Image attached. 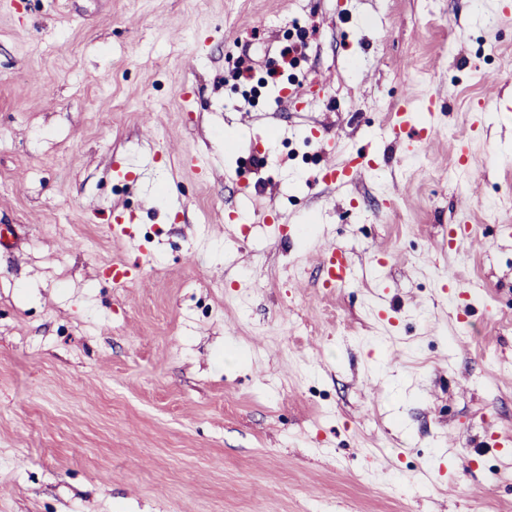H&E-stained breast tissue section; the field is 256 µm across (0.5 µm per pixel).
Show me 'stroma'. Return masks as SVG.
<instances>
[{"label":"stroma","mask_w":512,"mask_h":512,"mask_svg":"<svg viewBox=\"0 0 512 512\" xmlns=\"http://www.w3.org/2000/svg\"><path fill=\"white\" fill-rule=\"evenodd\" d=\"M506 224L500 0H0V512H512ZM423 111L427 113L428 120L420 126L419 138L416 139L409 135L406 140L401 142V147L407 155L416 154L422 147L423 142L429 139L436 129V113L434 112L433 103L429 102V104L424 105ZM321 257L327 273L323 288L334 291L335 288H343L351 282L354 269L344 247L335 242L329 243L323 247Z\"/></svg>","instance_id":"35a3bbf8"}]
</instances>
